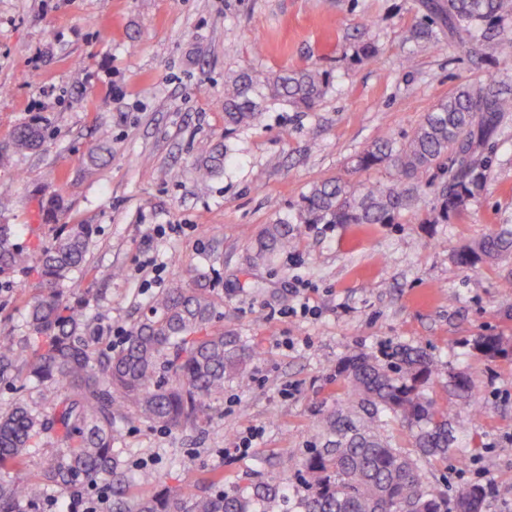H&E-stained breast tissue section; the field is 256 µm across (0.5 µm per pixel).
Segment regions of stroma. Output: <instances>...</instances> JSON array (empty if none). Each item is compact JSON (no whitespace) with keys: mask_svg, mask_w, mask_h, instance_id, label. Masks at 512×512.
Wrapping results in <instances>:
<instances>
[{"mask_svg":"<svg viewBox=\"0 0 512 512\" xmlns=\"http://www.w3.org/2000/svg\"><path fill=\"white\" fill-rule=\"evenodd\" d=\"M421 14L420 0H0V144L20 123L49 121L38 151L0 165V224L15 225L27 247L64 224L93 225L88 271L68 292L98 324L101 348L167 289L193 287L199 269L217 303L214 326L258 352L247 383L226 382L193 428L125 417L126 512L165 486L214 494L215 473L229 493L271 480L299 491L298 462L323 414L350 406L338 364L396 343L423 347L441 365L426 389L439 405L482 411L447 462L423 463L429 488L481 483L490 488L484 512H512V359L471 347L480 334L512 337V288L503 285L512 258L475 268L453 260L461 242L512 224V120L495 139L484 192L452 223L427 226L423 197L396 224L297 225L295 248L270 264L252 260L255 236L294 215L311 185L387 180L352 171V155L381 138L404 140L460 85L512 73L489 47L466 56L444 39L410 41ZM362 41L377 52L357 64ZM312 66L333 79L313 110L281 106L225 130L228 72ZM104 141L111 154L87 167ZM217 144L223 171L198 180L197 157ZM44 190L65 198L63 223H45ZM155 224L167 225L165 236L152 235ZM36 282L27 270L0 279V334H24ZM304 301L314 314L298 313ZM459 372L475 382L471 400L453 395L448 376ZM252 430V448L233 454ZM144 470L154 483L138 482Z\"/></svg>","mask_w":512,"mask_h":512,"instance_id":"35a3bbf8","label":"stroma"}]
</instances>
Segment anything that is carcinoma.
<instances>
[{
    "instance_id": "carcinoma-1",
    "label": "carcinoma",
    "mask_w": 512,
    "mask_h": 512,
    "mask_svg": "<svg viewBox=\"0 0 512 512\" xmlns=\"http://www.w3.org/2000/svg\"><path fill=\"white\" fill-rule=\"evenodd\" d=\"M425 19L411 31L415 41L448 42L467 55L480 38L496 40L512 58V0H428ZM331 86V75L317 68L271 73L252 68L224 79V124L245 127L281 105L296 112L315 107ZM512 117V95L496 80L468 84L441 97L412 136L402 143L377 140L351 157L358 172L394 170L388 182L351 185L340 179L313 184L291 219L265 226L253 245L254 259L266 263L295 243L294 224H397L430 189L427 224H448L485 190L493 165L492 140ZM47 121L38 117L16 126L0 161L39 148ZM224 169V149L196 163L201 179ZM42 215L57 221L66 211L58 195L41 198ZM94 229L67 224L53 241L36 249L16 242L14 225L0 224V276L36 267L39 291L26 303L27 336H0V374L23 373L37 382L39 408L19 403L0 413V470H20L53 436L62 447L33 480H0V512H28L45 492L63 491L76 481L105 482L112 494H125V472L115 446L122 439L119 421L130 413L168 428L195 425L210 403L224 394V382L245 380L256 351L238 337L212 325L216 303L204 288H171L149 315L125 332L122 346L101 352L99 329L70 302L66 285L85 268ZM512 255V225L500 227L456 249L454 262L474 267ZM472 347L488 358L512 355V339L479 335ZM338 372L357 410L330 412L323 418V448L301 462L305 494L299 512H480L486 487L473 484L453 498L427 490L422 462H445L453 452L448 407L429 398L424 387L439 375L438 365L420 346L394 344L380 360L357 351ZM459 397L468 398L473 379L450 376ZM404 424L410 443L401 446L380 431L382 418ZM131 512H282L271 483L252 493L219 492L185 497L167 486L137 501Z\"/></svg>"
}]
</instances>
